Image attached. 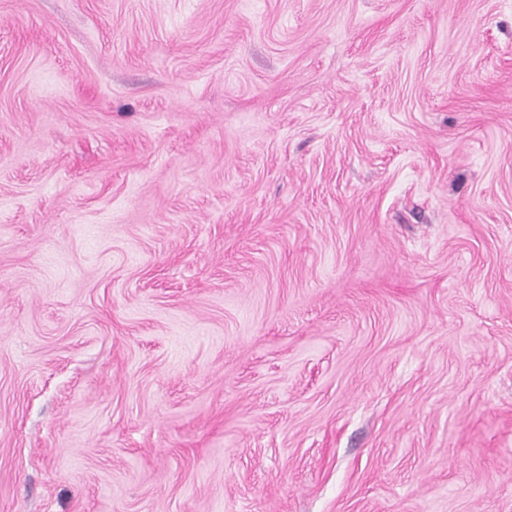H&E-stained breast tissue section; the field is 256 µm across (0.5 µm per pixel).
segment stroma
<instances>
[{
    "label": "stroma",
    "instance_id": "35a3bbf8",
    "mask_svg": "<svg viewBox=\"0 0 512 512\" xmlns=\"http://www.w3.org/2000/svg\"><path fill=\"white\" fill-rule=\"evenodd\" d=\"M0 512H512V0H0Z\"/></svg>",
    "mask_w": 512,
    "mask_h": 512
}]
</instances>
